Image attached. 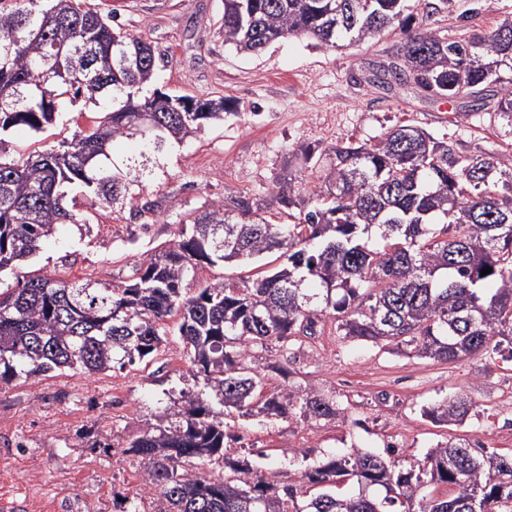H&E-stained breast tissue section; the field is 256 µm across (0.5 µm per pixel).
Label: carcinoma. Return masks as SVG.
<instances>
[{
	"mask_svg": "<svg viewBox=\"0 0 512 512\" xmlns=\"http://www.w3.org/2000/svg\"><path fill=\"white\" fill-rule=\"evenodd\" d=\"M407 0H224V44L257 52L279 39L310 35L317 46L365 43L404 28ZM498 30L487 34H407L388 76L432 96L471 97L496 81L495 112L512 123V53ZM502 63L498 79L485 64ZM158 58L144 36L115 29L86 0H0V146L24 126L54 125L83 98L105 110L91 130L58 147L0 160V274L16 287L0 292V385L68 371L99 375L143 361L165 337H180L190 370L223 408L268 418L336 416V400L299 394L290 382L262 395L274 364L254 352L322 332L409 349L438 362L512 360V172L492 157L457 152L410 125L373 143L339 142L317 186L318 204L297 224H273L247 197L214 204L150 255L131 284L26 275L28 264L62 224L83 218L65 205L76 193L90 206L134 204L138 176L113 161L114 145L140 139L161 151L224 120V97L147 94ZM380 234L384 245L372 243ZM273 251L283 262L253 279L217 277L192 296L183 282L215 267ZM492 272L483 276L481 271ZM176 327L169 329V320ZM463 397L445 398L422 415L461 425ZM224 412L183 390L158 426L128 441L165 507L159 512H512V454L454 438L403 465L352 449L307 468L302 482L278 487L249 480L250 465L230 457ZM234 476L213 478L216 459ZM351 480L355 494L337 484ZM448 492H440V488Z\"/></svg>",
	"mask_w": 512,
	"mask_h": 512,
	"instance_id": "obj_1",
	"label": "carcinoma"
}]
</instances>
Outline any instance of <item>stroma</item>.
I'll return each instance as SVG.
<instances>
[{"label":"stroma","mask_w":512,"mask_h":512,"mask_svg":"<svg viewBox=\"0 0 512 512\" xmlns=\"http://www.w3.org/2000/svg\"><path fill=\"white\" fill-rule=\"evenodd\" d=\"M91 2L123 31L151 41L160 67L156 89L221 95L231 113L167 146L152 173L140 176L133 191L139 201L154 202L156 212L127 205L94 211L77 199L86 227L59 226L30 272L130 283L150 254L176 238L185 216L239 196L259 201L261 216L273 223H294L316 204L315 179L304 171L300 147L324 156L339 141L370 142L397 125L421 128L512 169V125L496 113L472 111L467 98H434L414 83L387 81L384 70L405 39L401 31L341 50L293 37L244 55L224 43V0ZM508 18L512 0H453L428 16L414 10L411 27L485 33ZM99 115V108L77 104L43 134L14 129L6 148L13 157L52 149L76 130L91 129ZM286 179L297 201L288 211L272 199L276 183ZM258 361L279 363L294 382L333 397L341 408L335 418L317 421L227 416L236 438L232 452L268 482H298L314 463L354 448L380 453L390 444L405 465L456 437L512 453V361H497L481 378L473 360L437 362L341 339L330 318L316 339L285 355L260 352ZM201 386L176 336L146 365L0 386V512H114L120 496L140 512H157L143 462L124 448L157 423L181 390ZM454 394L469 401L464 424L440 426L423 416V407ZM104 443L109 452L101 451Z\"/></svg>","instance_id":"stroma-1"}]
</instances>
